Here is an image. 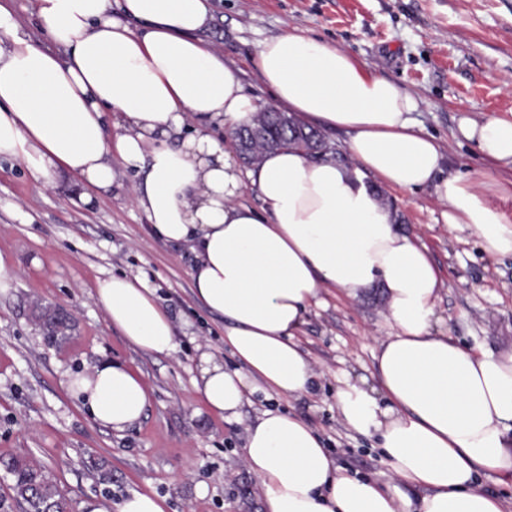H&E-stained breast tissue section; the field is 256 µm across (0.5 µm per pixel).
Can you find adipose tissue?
<instances>
[{"instance_id": "ef3b65f1", "label": "adipose tissue", "mask_w": 512, "mask_h": 512, "mask_svg": "<svg viewBox=\"0 0 512 512\" xmlns=\"http://www.w3.org/2000/svg\"><path fill=\"white\" fill-rule=\"evenodd\" d=\"M119 8L116 18L109 0H36L53 53L0 0V157L44 187L77 177L86 203L111 192L116 165L141 170L133 206L156 237L185 247L193 294L223 319L243 365L202 367L209 410L238 419L254 381L283 398L311 393L318 375L297 342L310 306L329 289L384 295L392 332L377 344L376 383L337 388L336 409L348 427L378 435L390 477L342 472L310 424L266 409L243 444L265 512H506L512 503L477 477L512 483V346L487 353L435 332L440 271L377 189L432 188L448 223L469 225L492 254H512V220L478 184L443 175V148L412 119L409 90L295 29L262 42L253 68L300 123L344 130L347 160L282 148L239 167L206 127L251 124L256 104L241 69L204 38L207 0ZM190 122L196 134L183 136ZM459 130L487 162L512 167V120L467 119ZM247 186L260 208L240 202ZM94 299L135 348L173 349L170 317L139 279H100ZM64 384L115 431L149 405L143 380L120 362Z\"/></svg>"}]
</instances>
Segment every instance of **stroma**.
Here are the masks:
<instances>
[{
    "mask_svg": "<svg viewBox=\"0 0 512 512\" xmlns=\"http://www.w3.org/2000/svg\"><path fill=\"white\" fill-rule=\"evenodd\" d=\"M207 33L242 70L257 106L269 90L250 67L266 39L290 29L345 49L418 99L412 117L446 147L451 171L485 184L491 203L512 219V170L492 169L459 132L461 119L512 120V0H209ZM111 196L84 205L83 186L63 174L51 187L23 163L0 159V458L34 457L56 477L74 512L96 499L119 504L133 493L165 498L167 512H263L262 494L243 464L246 426L259 404L226 421L203 404L204 359L232 369L221 320L192 295L183 247L153 236L128 199L134 170L117 167ZM404 232L420 236L440 269L436 331L460 345L497 352L512 343V255H492L469 225L450 224L431 190L385 191ZM126 274L155 288L171 316L167 354L131 346L95 302L98 279ZM41 299L73 315L64 342L48 344L29 318ZM379 289L358 299L339 291L311 306L298 338L320 376L311 396L286 407L322 436L337 464L362 476L390 471L375 437L347 428L336 412L340 382L371 378L379 337L390 328ZM103 360L139 374L145 415L121 432L96 424L65 390L67 375Z\"/></svg>",
    "mask_w": 512,
    "mask_h": 512,
    "instance_id": "1",
    "label": "stroma"
}]
</instances>
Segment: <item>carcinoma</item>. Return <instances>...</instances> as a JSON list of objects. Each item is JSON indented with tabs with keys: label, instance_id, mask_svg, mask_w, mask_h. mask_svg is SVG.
Instances as JSON below:
<instances>
[{
	"label": "carcinoma",
	"instance_id": "cac0c4a2",
	"mask_svg": "<svg viewBox=\"0 0 512 512\" xmlns=\"http://www.w3.org/2000/svg\"><path fill=\"white\" fill-rule=\"evenodd\" d=\"M252 129L262 131V135L241 144L242 157L249 163L257 160L261 153L285 145L307 152L316 141L314 128L300 123L286 128L279 125L273 115L262 112L257 114L251 129L245 133ZM30 318L50 344L60 342L73 329L71 319L45 306L30 310ZM0 466L12 477V499L22 512H72V501L61 493L55 476L39 461L13 457L1 459Z\"/></svg>",
	"mask_w": 512,
	"mask_h": 512
}]
</instances>
